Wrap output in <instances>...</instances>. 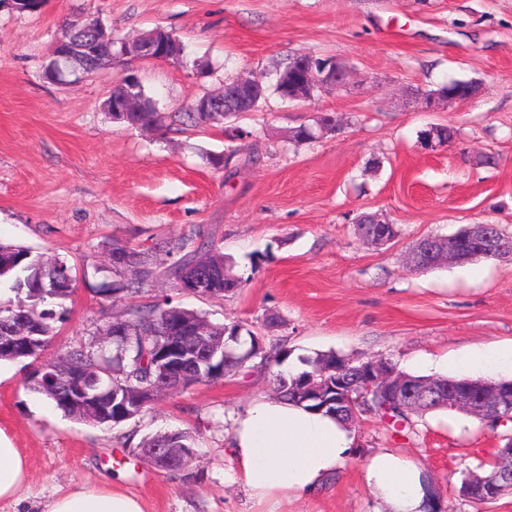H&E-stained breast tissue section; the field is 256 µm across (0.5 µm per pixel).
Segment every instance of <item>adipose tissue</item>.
Segmentation results:
<instances>
[{"mask_svg":"<svg viewBox=\"0 0 512 512\" xmlns=\"http://www.w3.org/2000/svg\"><path fill=\"white\" fill-rule=\"evenodd\" d=\"M468 372L495 377L512 366V346H484L458 361ZM227 445L236 476L251 497L314 491L342 465L355 445L346 426L324 413L278 398L260 397L233 418ZM28 477L25 461L0 433V500L15 499ZM366 482L380 498L383 512H423L427 483L414 463L381 449L366 466ZM44 512H144L135 496L107 488L79 487L51 499Z\"/></svg>","mask_w":512,"mask_h":512,"instance_id":"obj_1","label":"adipose tissue"}]
</instances>
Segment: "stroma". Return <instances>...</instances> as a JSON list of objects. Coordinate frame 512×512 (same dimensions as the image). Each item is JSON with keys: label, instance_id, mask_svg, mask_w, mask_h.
Segmentation results:
<instances>
[{"label": "stroma", "instance_id": "stroma-1", "mask_svg": "<svg viewBox=\"0 0 512 512\" xmlns=\"http://www.w3.org/2000/svg\"><path fill=\"white\" fill-rule=\"evenodd\" d=\"M92 14L116 39L172 31L185 47L182 62L121 60L79 83L45 81L63 26ZM296 53L350 63L348 90L311 105L269 96L262 111L238 115L248 133L241 140L221 122L133 128L101 107L132 72L158 112L180 114L196 96L222 91L225 78L270 83ZM470 78L482 84L472 102L442 112L402 104L406 87ZM317 110L334 113L341 131L290 145L289 131ZM432 125L453 127L456 140L427 149L419 134ZM229 150L227 169L204 159ZM363 213L399 225V236L382 247L363 243L355 232ZM468 224L512 235V0H45L34 14L0 7V242L77 269L67 318L43 359L89 341L110 314L92 290L104 278L103 244L150 250L198 229L236 261L242 287L217 300L161 281L142 301L167 297L216 322H246L293 363L333 351L459 377L456 361L469 348L512 343V264L416 271L406 255L418 240ZM31 370L0 363V432L29 475L0 512H42L82 485L136 496L145 512H379L365 466L383 448L420 467L442 512H512V491L479 507L459 497L464 472L504 444L461 412L432 411L409 429L362 418L351 426L356 451L323 486L260 501L234 478L224 439L234 414L272 395V367L251 362L114 427L65 416L27 389ZM177 429L196 438L189 470L163 472L141 457L143 439Z\"/></svg>", "mask_w": 512, "mask_h": 512}]
</instances>
